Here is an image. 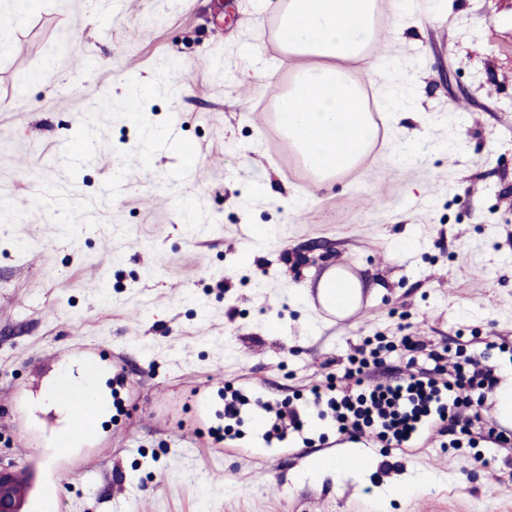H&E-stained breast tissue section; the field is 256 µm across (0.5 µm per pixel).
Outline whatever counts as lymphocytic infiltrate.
I'll return each instance as SVG.
<instances>
[{
	"label": "lymphocytic infiltrate",
	"mask_w": 512,
	"mask_h": 512,
	"mask_svg": "<svg viewBox=\"0 0 512 512\" xmlns=\"http://www.w3.org/2000/svg\"><path fill=\"white\" fill-rule=\"evenodd\" d=\"M496 384L492 369L477 367L471 375H457L454 382L444 385L432 378H413L354 399L347 395L333 397L328 405L339 422H350L352 430L374 426L400 445L421 426L453 422L461 406H481Z\"/></svg>",
	"instance_id": "f902f5d3"
}]
</instances>
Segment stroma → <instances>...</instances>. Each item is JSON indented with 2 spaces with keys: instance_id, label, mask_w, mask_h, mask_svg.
<instances>
[{
  "instance_id": "stroma-1",
  "label": "stroma",
  "mask_w": 512,
  "mask_h": 512,
  "mask_svg": "<svg viewBox=\"0 0 512 512\" xmlns=\"http://www.w3.org/2000/svg\"><path fill=\"white\" fill-rule=\"evenodd\" d=\"M276 0H37L0 33V466L30 446L13 403L43 437L65 422L41 390L59 356L100 347L123 363L131 396L112 393L107 440L71 465L42 512H512V446L487 442L496 403L461 407L452 429L416 447L368 448L361 475L312 480L306 444L251 447L249 427L215 416L224 450L182 447L198 423L197 391L249 376L297 410L327 411L332 390L357 394L410 377L512 368V0H378L367 98L417 112L373 117L362 167L316 186L273 122L297 59L276 43ZM87 58L78 68L73 57ZM111 104L87 109V87ZM140 99V120L123 110ZM196 148L179 181L174 149L150 164L157 132ZM432 148L402 158L405 139ZM93 150L55 178L68 141ZM267 178L271 191L256 183ZM84 222L59 220L61 207ZM272 239L248 240L254 225ZM411 238L413 247L397 250ZM340 267L363 285V316L330 321L298 297ZM276 319L278 333L266 323ZM443 353L442 372L412 361L402 338ZM384 345L363 386L341 376L366 339ZM412 483L382 503V489Z\"/></svg>"
}]
</instances>
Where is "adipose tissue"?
Returning a JSON list of instances; mask_svg holds the SVG:
<instances>
[{"instance_id": "adipose-tissue-1", "label": "adipose tissue", "mask_w": 512, "mask_h": 512, "mask_svg": "<svg viewBox=\"0 0 512 512\" xmlns=\"http://www.w3.org/2000/svg\"><path fill=\"white\" fill-rule=\"evenodd\" d=\"M375 16L376 0H277L278 45L299 65L275 119L321 186L358 169L378 135L347 69L365 62Z\"/></svg>"}]
</instances>
